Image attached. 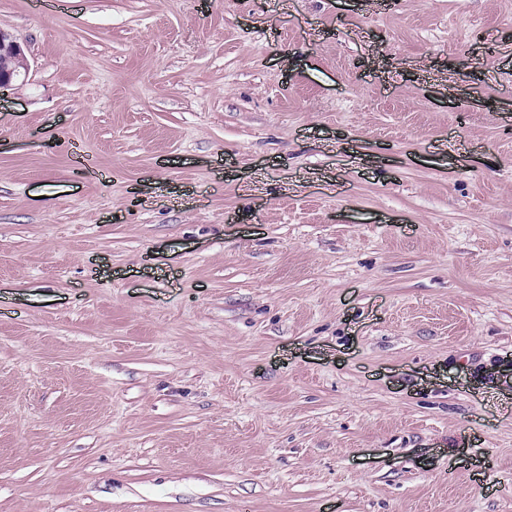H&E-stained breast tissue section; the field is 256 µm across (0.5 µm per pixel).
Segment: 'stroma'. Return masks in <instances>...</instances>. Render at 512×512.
<instances>
[{"instance_id":"obj_1","label":"stroma","mask_w":512,"mask_h":512,"mask_svg":"<svg viewBox=\"0 0 512 512\" xmlns=\"http://www.w3.org/2000/svg\"><path fill=\"white\" fill-rule=\"evenodd\" d=\"M0 29V512H512V0ZM5 60L0 65V92L13 87L14 83L26 79L30 64L21 45L9 34L0 30V59ZM8 62L13 66L9 67Z\"/></svg>"}]
</instances>
